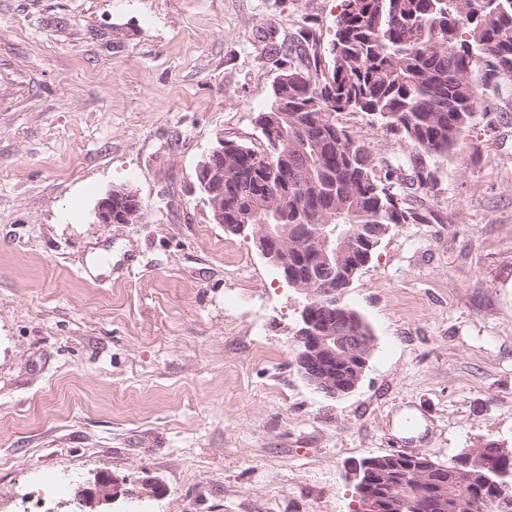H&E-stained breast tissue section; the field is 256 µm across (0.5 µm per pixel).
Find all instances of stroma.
Here are the masks:
<instances>
[{
	"instance_id": "1",
	"label": "stroma",
	"mask_w": 512,
	"mask_h": 512,
	"mask_svg": "<svg viewBox=\"0 0 512 512\" xmlns=\"http://www.w3.org/2000/svg\"><path fill=\"white\" fill-rule=\"evenodd\" d=\"M340 4L0 0V512L101 471L109 512H351L364 458L512 448V121L477 119L437 195L409 189L448 221L398 225L344 292L376 344L336 399L294 359L303 294L193 191L218 140L263 147L284 47L305 22L328 45ZM122 188L142 219L95 223Z\"/></svg>"
}]
</instances>
